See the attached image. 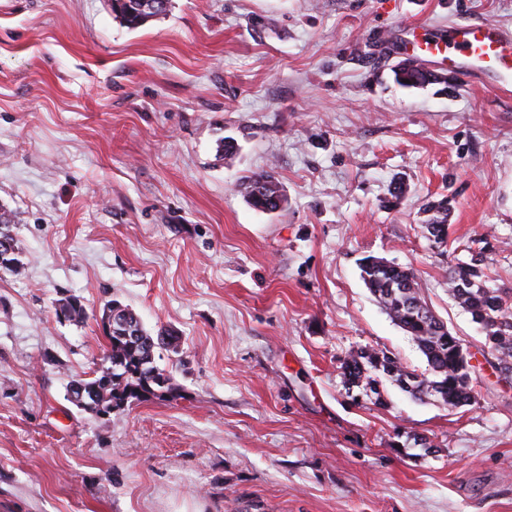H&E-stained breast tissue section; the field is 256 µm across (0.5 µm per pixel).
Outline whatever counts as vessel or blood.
I'll use <instances>...</instances> for the list:
<instances>
[{
	"instance_id": "obj_1",
	"label": "vessel or blood",
	"mask_w": 512,
	"mask_h": 512,
	"mask_svg": "<svg viewBox=\"0 0 512 512\" xmlns=\"http://www.w3.org/2000/svg\"><path fill=\"white\" fill-rule=\"evenodd\" d=\"M412 52L469 73L512 72V33L492 23L453 26L447 40L415 43Z\"/></svg>"
}]
</instances>
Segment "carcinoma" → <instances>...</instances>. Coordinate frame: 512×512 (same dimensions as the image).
<instances>
[{"label":"carcinoma","instance_id":"obj_1","mask_svg":"<svg viewBox=\"0 0 512 512\" xmlns=\"http://www.w3.org/2000/svg\"><path fill=\"white\" fill-rule=\"evenodd\" d=\"M156 0H130V3L112 5V11L122 24L137 29L148 22ZM397 81L409 80L407 87L423 88L429 84H448V79L435 74L410 59L401 63L395 71ZM245 195L254 208L273 212L285 199L278 183L269 174H254L244 181ZM431 212L425 228L428 238L435 243H447L448 199L443 198L426 207ZM19 222L16 211L0 207V238H12L10 227ZM465 250L471 255L470 262L458 266L448 277V292L470 315L471 320L482 324L485 345L497 354L499 370L512 374V306L499 293L487 286L483 248L468 244ZM361 278L379 304L403 330L410 334L425 356L428 374L408 370L392 353L362 348L352 353L342 366V376L347 389H370L378 393L377 384L384 377L397 384L413 397L432 396L450 409H457L472 400L471 372L461 364L457 352L459 339L451 333H440L433 323L420 315V310H430L422 293V284L415 271L401 265H379L372 256L360 264ZM56 316L68 321L81 322L86 310L81 302L60 303ZM166 347L161 336L145 333L144 346L126 350L108 341L102 367L96 375L87 379H74L70 385L86 388L99 386L105 405L117 408L146 396L147 378L138 364L144 354H149V368L165 377L167 393L178 391L171 375L161 370L155 362V351Z\"/></svg>","mask_w":512,"mask_h":512}]
</instances>
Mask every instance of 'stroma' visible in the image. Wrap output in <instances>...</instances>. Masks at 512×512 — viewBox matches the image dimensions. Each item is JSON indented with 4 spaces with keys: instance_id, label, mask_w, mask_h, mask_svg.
<instances>
[{
    "instance_id": "obj_1",
    "label": "stroma",
    "mask_w": 512,
    "mask_h": 512,
    "mask_svg": "<svg viewBox=\"0 0 512 512\" xmlns=\"http://www.w3.org/2000/svg\"><path fill=\"white\" fill-rule=\"evenodd\" d=\"M465 20L512 31V0H172L136 29L109 0H0L21 265L0 269V512H512V377L448 294L479 237L512 294V77L392 73ZM261 172L273 214L240 187ZM443 197L444 249L424 228ZM368 256L415 270L471 356L470 405L346 390L365 347L428 370ZM68 297L83 322L56 317ZM113 300L178 337L155 361L180 392L103 419L68 387L102 367ZM408 64L406 65V62ZM396 80L403 86L409 88H423L429 84H444L447 85L448 79L444 76L435 74L421 65H418L413 58L406 59L398 66L395 71ZM402 79L409 80V83L402 82ZM243 185L248 203L258 210L273 212L282 200L286 201L278 183L269 174L249 176Z\"/></svg>"
}]
</instances>
